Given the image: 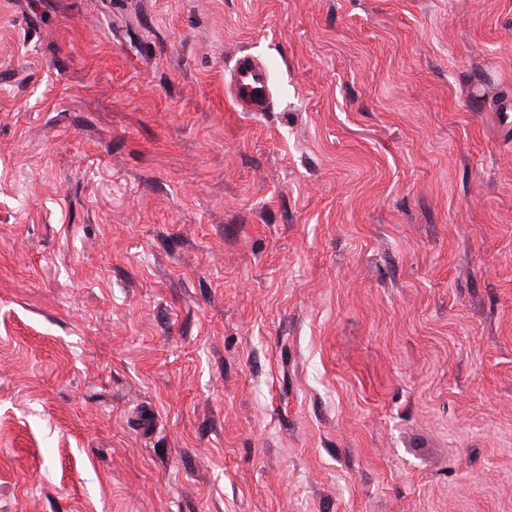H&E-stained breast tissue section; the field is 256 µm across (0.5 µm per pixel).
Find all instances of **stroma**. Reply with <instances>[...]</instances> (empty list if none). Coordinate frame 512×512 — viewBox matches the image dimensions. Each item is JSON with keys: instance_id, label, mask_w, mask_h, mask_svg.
Listing matches in <instances>:
<instances>
[{"instance_id": "obj_1", "label": "stroma", "mask_w": 512, "mask_h": 512, "mask_svg": "<svg viewBox=\"0 0 512 512\" xmlns=\"http://www.w3.org/2000/svg\"><path fill=\"white\" fill-rule=\"evenodd\" d=\"M506 112L512 0H0V512H512ZM236 105L247 112H264L270 104V76L265 64L252 55L240 56L231 73Z\"/></svg>"}]
</instances>
